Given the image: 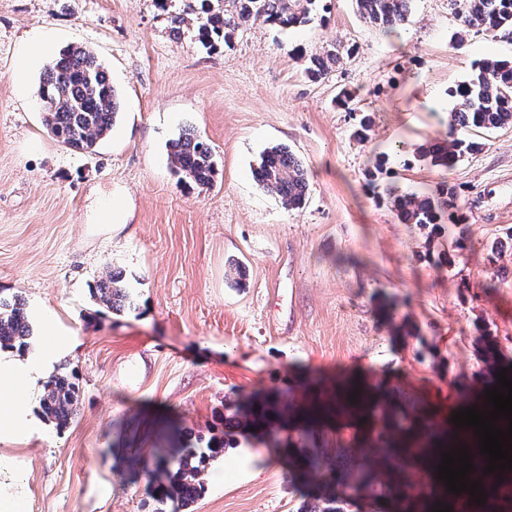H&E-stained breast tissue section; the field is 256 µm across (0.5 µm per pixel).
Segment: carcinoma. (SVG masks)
<instances>
[{
	"label": "carcinoma",
	"instance_id": "1",
	"mask_svg": "<svg viewBox=\"0 0 512 512\" xmlns=\"http://www.w3.org/2000/svg\"><path fill=\"white\" fill-rule=\"evenodd\" d=\"M201 14L194 20L198 41L207 48L219 43L229 45L237 32L256 22L278 28L297 27L310 21L321 0H202ZM412 0H354L358 16L384 30H392L407 20ZM463 29L483 30L493 35L512 36V0H450ZM341 46L316 53L305 60L304 73L312 81L325 78L340 61ZM454 105L448 113V126L465 132L475 128L495 131L512 127V57L486 58L474 64L470 76L449 90ZM44 124L61 143L87 151L112 131L121 109L120 96L112 86L106 68L97 56L82 46H70L46 67L40 86ZM480 143L462 136L451 141H436L417 149L420 158L435 167L448 169L463 155L479 149ZM168 153L173 172L180 179L199 185L211 183L216 163L210 148L191 132L170 141ZM254 178L265 189L278 195L282 204L293 209L307 196L308 179L300 161L287 148L276 145L265 150ZM388 203L403 224H437L442 214L455 208V190L442 181L435 191L388 190ZM96 302L120 311L129 303L127 288L121 275L108 270L92 289ZM32 326L25 304L15 297H0V348L20 349L29 346ZM316 389L311 399L295 410L277 400L255 394L250 397L224 398L225 432L248 434L251 428L264 430V435L279 444V430L292 424L303 432H313L339 416H357L365 422L376 416L379 403L356 385L342 395L320 378L307 381ZM358 396H353V393ZM79 387L62 373L49 377L44 385L41 408L44 415L60 428L76 414ZM475 435L457 431L434 417L424 416L415 429L393 417L388 425L370 433L371 447L383 449L378 460L356 462L358 449L351 443L339 442L336 460L332 461L315 449L300 456L288 457L293 479L315 485V491L304 496L298 512H350L352 500L345 490L352 483L378 485L393 491L390 502L400 512H433L435 505L422 496L411 497L412 485L430 482L441 506L452 512H466L465 493L447 491L436 467L441 454L452 451L462 439ZM183 428L172 423L169 431L170 450L161 455L151 471L155 512H181L199 493L202 475L209 460L224 452V444L214 443L196 448L182 442Z\"/></svg>",
	"mask_w": 512,
	"mask_h": 512
}]
</instances>
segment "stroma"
<instances>
[{
  "label": "stroma",
  "mask_w": 512,
  "mask_h": 512,
  "mask_svg": "<svg viewBox=\"0 0 512 512\" xmlns=\"http://www.w3.org/2000/svg\"><path fill=\"white\" fill-rule=\"evenodd\" d=\"M199 8L0 0V295L71 330L76 348L55 368L80 387L66 428L47 423L14 452L32 512H153L147 472L173 416L197 447L228 441L185 512H295L303 490L286 449L330 454L359 426L340 418L308 439L292 427L278 449L228 439L225 395L262 388L300 405L301 378L357 379L444 420L485 390L487 350L512 360V250L490 256L512 235V128L475 133L480 149L447 170L415 153L448 139L450 89L474 61L511 57L512 39L472 30L453 47L463 29L448 0H412L392 32L362 21L353 0H322L306 25L258 22L207 49L190 21ZM34 36L42 51L24 58ZM333 44L347 54L308 81L302 55ZM70 45L91 50L121 96L111 134L87 152L47 131L38 95L45 66ZM345 89L358 93L347 108L336 102ZM187 130L214 154L211 184L171 168L168 144ZM274 145L308 173L300 208L254 178ZM444 180L466 217L459 246L447 225L399 223L377 197ZM105 206L120 231L97 222ZM234 261L244 285L227 275ZM109 269L133 301L121 313L91 295Z\"/></svg>",
  "instance_id": "stroma-1"
}]
</instances>
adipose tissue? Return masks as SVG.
<instances>
[{
    "instance_id": "ef3b65f1",
    "label": "adipose tissue",
    "mask_w": 512,
    "mask_h": 512,
    "mask_svg": "<svg viewBox=\"0 0 512 512\" xmlns=\"http://www.w3.org/2000/svg\"><path fill=\"white\" fill-rule=\"evenodd\" d=\"M45 340L35 352L0 350V443H18L41 427L30 400L31 389L41 380L57 355L70 347L69 335L51 316H44ZM0 512H29L28 497L10 456L0 453Z\"/></svg>"
}]
</instances>
